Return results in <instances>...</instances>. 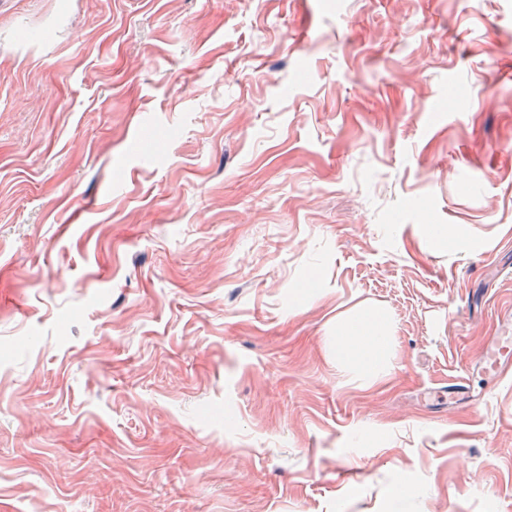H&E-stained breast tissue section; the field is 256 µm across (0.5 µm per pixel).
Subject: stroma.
Returning a JSON list of instances; mask_svg holds the SVG:
<instances>
[{"label":"stroma","instance_id":"obj_1","mask_svg":"<svg viewBox=\"0 0 512 512\" xmlns=\"http://www.w3.org/2000/svg\"><path fill=\"white\" fill-rule=\"evenodd\" d=\"M511 58L512 0H0V512H512ZM387 322L375 309L361 311L336 330V359L342 367L376 374L387 363ZM511 363L512 334L507 329H501L490 341L481 369L486 375L497 378L509 370Z\"/></svg>","mask_w":512,"mask_h":512}]
</instances>
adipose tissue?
I'll use <instances>...</instances> for the list:
<instances>
[{"label": "adipose tissue", "instance_id": "obj_1", "mask_svg": "<svg viewBox=\"0 0 512 512\" xmlns=\"http://www.w3.org/2000/svg\"><path fill=\"white\" fill-rule=\"evenodd\" d=\"M387 322L375 309L361 311L336 331V358L341 366L378 373L387 362Z\"/></svg>", "mask_w": 512, "mask_h": 512}]
</instances>
